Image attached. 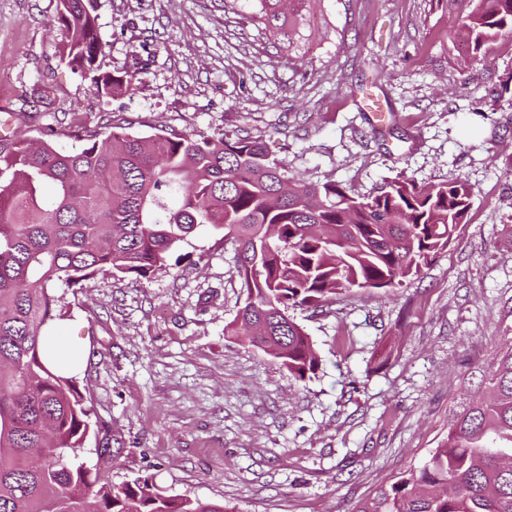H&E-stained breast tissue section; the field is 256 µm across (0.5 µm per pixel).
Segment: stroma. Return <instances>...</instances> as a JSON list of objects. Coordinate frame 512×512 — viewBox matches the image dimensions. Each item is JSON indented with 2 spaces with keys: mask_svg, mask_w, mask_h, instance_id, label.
<instances>
[{
  "mask_svg": "<svg viewBox=\"0 0 512 512\" xmlns=\"http://www.w3.org/2000/svg\"><path fill=\"white\" fill-rule=\"evenodd\" d=\"M475 5L330 0L327 36L294 62L221 0H93L99 73L135 77L106 96L63 61L58 0H0V137L51 129L68 149L84 128L245 130L307 182L474 192L419 276L290 308L319 358L303 382L225 338L244 295L236 245L212 228L150 279L63 289L56 326L87 347L76 378L94 410L81 455L102 479L149 476L237 512H352L446 439L472 371L512 341V38L466 65L455 31Z\"/></svg>",
  "mask_w": 512,
  "mask_h": 512,
  "instance_id": "35a3bbf8",
  "label": "stroma"
}]
</instances>
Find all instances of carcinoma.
<instances>
[{"label":"carcinoma","instance_id":"1","mask_svg":"<svg viewBox=\"0 0 512 512\" xmlns=\"http://www.w3.org/2000/svg\"><path fill=\"white\" fill-rule=\"evenodd\" d=\"M91 0H58L63 60L96 70L101 39ZM264 35L309 51L325 0H224ZM465 63L512 38V0H476L460 23ZM134 76L95 78L105 95ZM33 97L48 109L53 86ZM68 151L23 136L0 139V512H236L168 496L138 477L99 483L79 455L93 408L76 377L55 372L44 333L61 287L98 274L148 279L172 250L209 226L238 244L245 294L226 336H246L304 381L319 360L288 308H319L353 288H393L443 251L471 209L464 181L409 179L360 196L305 183L237 133L142 136L93 130ZM448 437L422 466L396 477L356 512H512V344L484 370Z\"/></svg>","mask_w":512,"mask_h":512}]
</instances>
